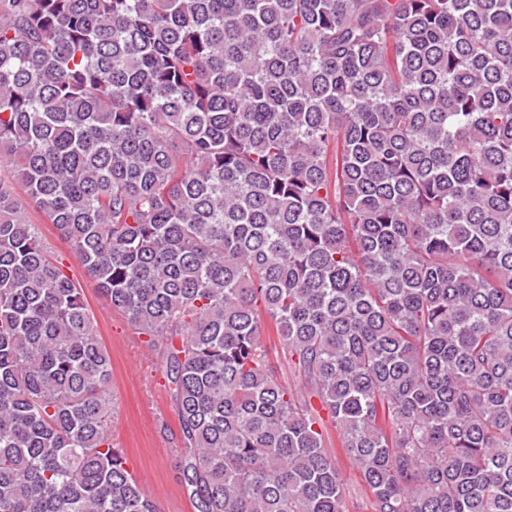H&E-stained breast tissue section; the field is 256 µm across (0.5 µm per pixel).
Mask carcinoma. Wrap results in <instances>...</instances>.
Returning a JSON list of instances; mask_svg holds the SVG:
<instances>
[{
  "mask_svg": "<svg viewBox=\"0 0 512 512\" xmlns=\"http://www.w3.org/2000/svg\"><path fill=\"white\" fill-rule=\"evenodd\" d=\"M20 190L194 512H512V0H0V512H158ZM27 215L30 223L38 224L48 251L68 267L81 288L112 358L113 447L124 451L127 468L160 512H193L179 482L177 418L160 351L148 348L146 337L107 305L53 225L33 207H27ZM325 449L327 454L336 462V465L341 469L343 478L345 480L346 488L350 495L355 497H362L365 499V492L357 471L351 466L346 458V455L341 448V445L336 438V430L332 426L328 427L325 436Z\"/></svg>",
  "mask_w": 512,
  "mask_h": 512,
  "instance_id": "obj_1",
  "label": "carcinoma"
}]
</instances>
